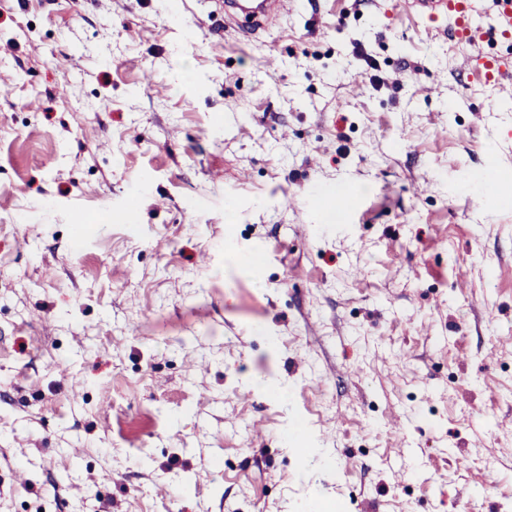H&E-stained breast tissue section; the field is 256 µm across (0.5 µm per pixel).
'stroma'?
<instances>
[{
	"mask_svg": "<svg viewBox=\"0 0 512 512\" xmlns=\"http://www.w3.org/2000/svg\"><path fill=\"white\" fill-rule=\"evenodd\" d=\"M440 27L0 0V512H512V39ZM311 203L318 209L346 213L351 209L352 198L351 194L345 192H320L312 197Z\"/></svg>",
	"mask_w": 512,
	"mask_h": 512,
	"instance_id": "obj_1",
	"label": "stroma"
}]
</instances>
